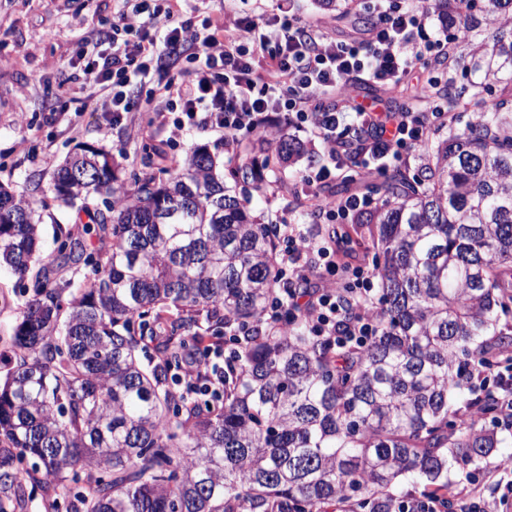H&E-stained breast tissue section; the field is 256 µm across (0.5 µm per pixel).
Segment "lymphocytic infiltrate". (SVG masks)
Listing matches in <instances>:
<instances>
[{
    "mask_svg": "<svg viewBox=\"0 0 512 512\" xmlns=\"http://www.w3.org/2000/svg\"><path fill=\"white\" fill-rule=\"evenodd\" d=\"M107 30L91 37L109 50L87 59L81 71L109 100L113 122L129 111L131 93L151 78L162 60L187 58L197 64L196 79L186 85L169 78L161 92L174 112V132L186 122L202 121L222 132L224 144L237 148L256 135L268 145L279 140L278 120L320 143L325 162L311 165L301 182L319 194L333 173L348 166L384 172L404 164L410 150L423 144L431 125L444 113L410 104L400 112L380 113L340 92L356 80L392 88L419 73L427 57L447 53L448 43L426 31L428 0H375L371 25L348 36H333L304 20L293 8L266 21L251 16L206 18L201 27L180 17L173 0H123ZM281 262L289 278H307L304 255L316 254L332 270L335 252L321 238L298 225L278 227ZM374 273L365 265L352 269L343 289L315 292L301 309L320 336L336 333L340 294L348 292L363 311L348 341L367 344L378 320L369 305ZM180 381L197 394L224 389V348L210 346L207 358L188 356Z\"/></svg>",
    "mask_w": 512,
    "mask_h": 512,
    "instance_id": "1",
    "label": "lymphocytic infiltrate"
}]
</instances>
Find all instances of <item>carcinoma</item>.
Masks as SVG:
<instances>
[{
  "label": "carcinoma",
  "instance_id": "carcinoma-1",
  "mask_svg": "<svg viewBox=\"0 0 512 512\" xmlns=\"http://www.w3.org/2000/svg\"><path fill=\"white\" fill-rule=\"evenodd\" d=\"M466 49L464 84L425 97L454 111L480 80L493 107L441 141L413 175L364 183L382 207L323 238L375 250L377 335L363 347L311 334L304 314L263 317L278 273L275 237L250 215L255 146L229 180L198 148L169 177L110 202L112 155L85 146L54 176L66 205L101 196L108 256L81 252L77 288L32 266L41 216L0 187V266L32 277L0 383V498L41 490L53 512H392L404 476L465 512L449 474L472 477L505 443L486 374L512 357V0H431ZM359 305L344 296L338 326ZM207 327L243 329L224 393L187 399L184 353ZM157 342L158 363L138 351Z\"/></svg>",
  "mask_w": 512,
  "mask_h": 512
}]
</instances>
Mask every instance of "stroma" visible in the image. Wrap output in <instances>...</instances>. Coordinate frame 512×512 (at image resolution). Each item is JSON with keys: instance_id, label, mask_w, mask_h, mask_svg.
Wrapping results in <instances>:
<instances>
[{"instance_id": "stroma-1", "label": "stroma", "mask_w": 512, "mask_h": 512, "mask_svg": "<svg viewBox=\"0 0 512 512\" xmlns=\"http://www.w3.org/2000/svg\"><path fill=\"white\" fill-rule=\"evenodd\" d=\"M118 0H0V185L31 201L43 215L42 259L56 258V237L71 235L80 249L105 253L103 240L87 213L64 206L52 190L55 168L76 147L104 148L115 164L117 193L132 192L146 176L165 178L174 163L194 148L208 147L219 170L236 163L222 137L199 125L185 126L179 135L160 125L155 112L158 87L169 77L184 83L195 78V66L180 62L174 69L156 70L149 82L135 89L132 110L113 124L108 112L88 107L98 88L92 80L72 78L71 64L88 33L110 24ZM182 17L199 23L230 10L263 17L277 13V0H179ZM310 156L292 155L283 165L266 169L271 187L253 196L252 213L263 224H300L314 233L319 222L311 196L299 182ZM29 295L14 277L0 269V373L9 361L7 338L12 336Z\"/></svg>"}]
</instances>
